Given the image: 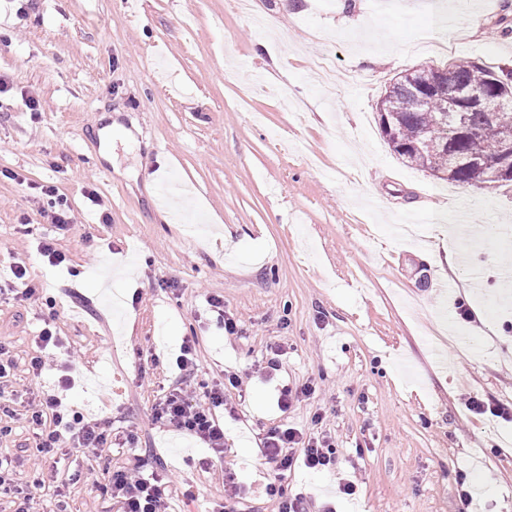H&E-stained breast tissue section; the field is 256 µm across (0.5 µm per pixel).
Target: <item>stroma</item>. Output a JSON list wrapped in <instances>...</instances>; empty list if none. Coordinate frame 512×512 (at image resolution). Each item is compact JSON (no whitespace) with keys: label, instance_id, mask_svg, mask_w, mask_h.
Returning <instances> with one entry per match:
<instances>
[{"label":"stroma","instance_id":"1","mask_svg":"<svg viewBox=\"0 0 512 512\" xmlns=\"http://www.w3.org/2000/svg\"><path fill=\"white\" fill-rule=\"evenodd\" d=\"M0 0V279L12 276L21 222L52 233L54 201L78 212L68 262L29 258L45 301L0 302V342L18 389L43 320L83 353L67 393L86 419L139 442L76 452L32 488L45 512L69 479L65 512H120L92 482L103 467L163 460L175 512L224 498V475L252 489L238 512H269L258 457L263 429L315 413L336 445L335 471H292L290 488L337 512H512V422L474 418L464 392L512 405V182L457 185L405 165L384 141L377 102L401 73L465 58L512 68V0ZM33 92L49 109L33 119ZM118 122L133 141L104 132ZM50 182L57 199L32 196ZM192 191L166 223L153 190ZM93 184L100 205L83 197ZM110 223H103L102 214ZM460 257L432 274L433 250ZM224 297L238 334L204 300ZM141 302H133L134 294ZM474 313L459 316L460 307ZM196 338L200 377L256 375L225 420L223 462L150 408L174 381L170 358ZM159 363L138 379V351ZM317 392L289 416L285 387ZM37 388H56L55 373ZM356 474L355 495L336 494ZM467 498H460L459 489Z\"/></svg>","mask_w":512,"mask_h":512}]
</instances>
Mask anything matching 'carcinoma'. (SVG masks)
<instances>
[{"label":"carcinoma","instance_id":"carcinoma-1","mask_svg":"<svg viewBox=\"0 0 512 512\" xmlns=\"http://www.w3.org/2000/svg\"><path fill=\"white\" fill-rule=\"evenodd\" d=\"M447 68L453 80L462 87L490 90L496 84L512 91V70H496L462 59L448 62ZM377 112L383 137L399 159L440 180L468 185L481 182L483 172L454 164L449 154L453 152L492 162L498 149L499 126L512 124V104L495 114L481 110L469 112L468 122L479 130V134L461 138L450 148L448 128L440 122L439 100L431 95L417 106L412 88L394 86L378 101Z\"/></svg>","mask_w":512,"mask_h":512}]
</instances>
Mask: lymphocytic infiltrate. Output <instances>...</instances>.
Listing matches in <instances>:
<instances>
[{
  "instance_id": "1",
  "label": "lymphocytic infiltrate",
  "mask_w": 512,
  "mask_h": 512,
  "mask_svg": "<svg viewBox=\"0 0 512 512\" xmlns=\"http://www.w3.org/2000/svg\"><path fill=\"white\" fill-rule=\"evenodd\" d=\"M34 352L27 370L32 378L45 371L59 373L58 385H72L71 350L53 323H45L33 338ZM178 379L174 385L160 388L151 406V421L171 425L207 448L211 460L224 459V418L236 416L237 408L228 398V391L245 397L247 384L235 372L225 373L210 388L199 389L194 382L197 367L194 341H184L175 360ZM24 413L32 431L38 454L49 456L66 448L98 454L112 447V432L104 421H85L73 408L62 404L55 394L38 392L22 401L20 409L4 405L0 413L16 417ZM322 415H314L310 428L299 429L281 423L270 427L261 437L259 457L266 469L265 495L276 505L275 512H310L305 493L290 492L284 485L288 472L302 467L313 472L335 469L336 452L331 438L322 431ZM102 489L120 503L122 512H169L167 490L171 484L168 471L146 470L142 467L106 470L102 473Z\"/></svg>"
}]
</instances>
